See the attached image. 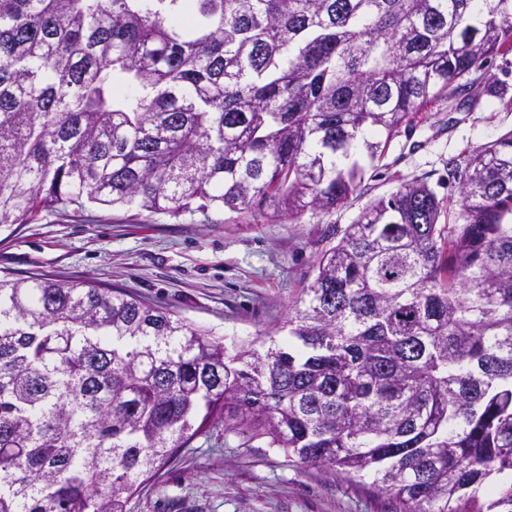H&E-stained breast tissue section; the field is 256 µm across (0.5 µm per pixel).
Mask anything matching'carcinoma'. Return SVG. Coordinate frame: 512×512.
<instances>
[{
    "instance_id": "obj_1",
    "label": "carcinoma",
    "mask_w": 512,
    "mask_h": 512,
    "mask_svg": "<svg viewBox=\"0 0 512 512\" xmlns=\"http://www.w3.org/2000/svg\"><path fill=\"white\" fill-rule=\"evenodd\" d=\"M512 51V0H0V224L57 206L298 223ZM384 133L383 141L368 139ZM365 206L274 339L0 280V512H127L217 425L391 512H512V131Z\"/></svg>"
}]
</instances>
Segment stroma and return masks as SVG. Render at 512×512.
<instances>
[{
	"label": "stroma",
	"mask_w": 512,
	"mask_h": 512,
	"mask_svg": "<svg viewBox=\"0 0 512 512\" xmlns=\"http://www.w3.org/2000/svg\"><path fill=\"white\" fill-rule=\"evenodd\" d=\"M511 130L512 109L485 93L470 112L443 104L419 113L367 169L357 200L329 215L305 213L296 224L212 210L173 217L94 203L45 211L28 224H0V278L91 280L136 294L225 343L251 341L283 326L333 229H345L367 204L416 178L438 197L456 195L449 160ZM387 509L386 495L295 464L264 441L242 444L220 425L182 449L128 506L129 512Z\"/></svg>",
	"instance_id": "35a3bbf8"
}]
</instances>
